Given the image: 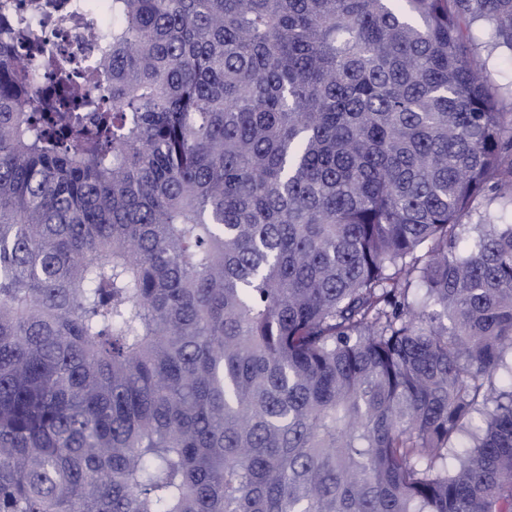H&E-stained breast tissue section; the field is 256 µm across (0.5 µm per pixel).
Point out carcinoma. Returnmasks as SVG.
Listing matches in <instances>:
<instances>
[{
  "label": "carcinoma",
  "instance_id": "carcinoma-1",
  "mask_svg": "<svg viewBox=\"0 0 512 512\" xmlns=\"http://www.w3.org/2000/svg\"><path fill=\"white\" fill-rule=\"evenodd\" d=\"M111 8L0 0V512H512V0ZM39 21L38 28L40 30H43V32L51 30L54 37L60 41L59 45H55V43L48 39V48L56 49L62 47L73 59L80 61L83 65H86L88 61L94 58V49L97 46V41L93 30L86 28L78 21L68 24L61 30H59L58 26L48 25L44 17H38L37 22ZM54 31L59 32L61 36H58ZM473 37L475 42L479 44L481 59H486V67L491 75V80L501 87L510 88L512 84V53L505 48H499L487 56V50L481 47L484 46V42L489 37L486 29L474 28ZM510 206H508L504 200L496 198L493 195H487L479 198L473 205L469 216L465 222L470 224V235L476 236L477 231L474 229L476 225L481 224L485 214L495 213L501 215L506 222H512Z\"/></svg>",
  "mask_w": 512,
  "mask_h": 512
}]
</instances>
